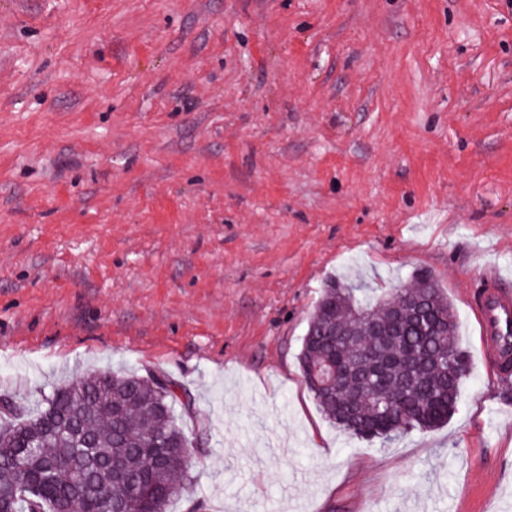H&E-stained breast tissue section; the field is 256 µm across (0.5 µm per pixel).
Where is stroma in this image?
Returning <instances> with one entry per match:
<instances>
[{"label": "stroma", "instance_id": "35a3bbf8", "mask_svg": "<svg viewBox=\"0 0 512 512\" xmlns=\"http://www.w3.org/2000/svg\"><path fill=\"white\" fill-rule=\"evenodd\" d=\"M512 0H0V395L158 372L169 512H512ZM427 275L471 357L447 424L334 427L299 353L332 280ZM485 277L477 299L474 295L471 304L483 337L485 359L488 366L503 372L512 357V292L510 288H499L498 282L506 281L499 269L491 266Z\"/></svg>", "mask_w": 512, "mask_h": 512}]
</instances>
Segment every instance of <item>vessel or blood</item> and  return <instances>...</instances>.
Returning <instances> with one entry per match:
<instances>
[{
    "mask_svg": "<svg viewBox=\"0 0 512 512\" xmlns=\"http://www.w3.org/2000/svg\"><path fill=\"white\" fill-rule=\"evenodd\" d=\"M502 275L491 268L478 298L472 299L488 366L503 370L512 359V290L499 288Z\"/></svg>",
    "mask_w": 512,
    "mask_h": 512,
    "instance_id": "b4317fda",
    "label": "vessel or blood"
}]
</instances>
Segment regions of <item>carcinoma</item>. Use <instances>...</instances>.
Listing matches in <instances>:
<instances>
[{
  "instance_id": "obj_1",
  "label": "carcinoma",
  "mask_w": 512,
  "mask_h": 512,
  "mask_svg": "<svg viewBox=\"0 0 512 512\" xmlns=\"http://www.w3.org/2000/svg\"><path fill=\"white\" fill-rule=\"evenodd\" d=\"M405 293L426 301L431 336L419 334L411 312L403 311L405 336L397 343L360 338V349L381 357L440 352L436 366L422 378L413 406L400 410L392 397L400 373L367 377L348 375L338 395L318 387L314 369L333 349L324 334L343 320L351 325L372 317L389 325L395 291L371 299L363 289L334 281L322 289L302 339L299 363L305 384L334 426L349 436L391 441L412 431L448 422L456 413L459 389L469 375V356L457 338L451 302L438 284L420 276ZM358 349V350H360ZM358 350H350L353 358ZM160 390L152 378L134 373L91 374L75 384L59 386L45 406L28 412L13 404L0 427V500L11 512H110L109 498L133 486L138 495L129 512H167L171 499L190 477L186 437L175 405L180 385L169 380ZM360 399L361 426L345 418L344 404Z\"/></svg>"
}]
</instances>
